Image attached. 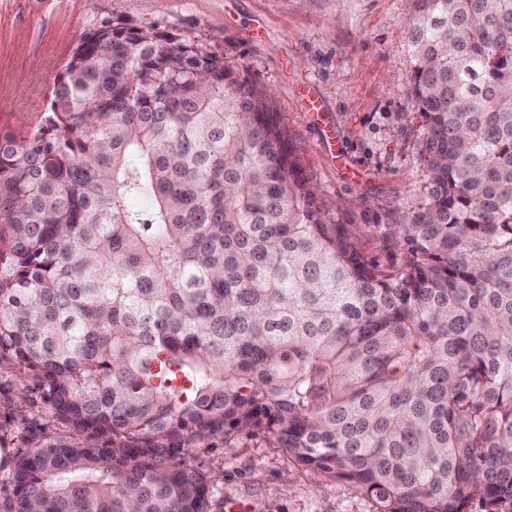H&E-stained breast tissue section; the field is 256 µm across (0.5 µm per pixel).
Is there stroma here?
Here are the masks:
<instances>
[{"mask_svg": "<svg viewBox=\"0 0 512 512\" xmlns=\"http://www.w3.org/2000/svg\"><path fill=\"white\" fill-rule=\"evenodd\" d=\"M414 0H0V137L26 140L80 40L103 25L191 37L268 91L316 206L353 229L365 257L398 264V224L427 193L407 21ZM313 86L323 109L301 111ZM19 367L0 364V458L62 433ZM214 479L210 512H373L350 487L321 481L260 437L192 445Z\"/></svg>", "mask_w": 512, "mask_h": 512, "instance_id": "35a3bbf8", "label": "stroma"}]
</instances>
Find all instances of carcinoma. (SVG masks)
Wrapping results in <instances>:
<instances>
[{
    "label": "carcinoma",
    "instance_id": "obj_1",
    "mask_svg": "<svg viewBox=\"0 0 512 512\" xmlns=\"http://www.w3.org/2000/svg\"><path fill=\"white\" fill-rule=\"evenodd\" d=\"M430 185L381 268L268 94L187 36L84 37L0 138V361L67 432L0 512H210L189 445L262 435L375 512H512V0H415Z\"/></svg>",
    "mask_w": 512,
    "mask_h": 512
}]
</instances>
